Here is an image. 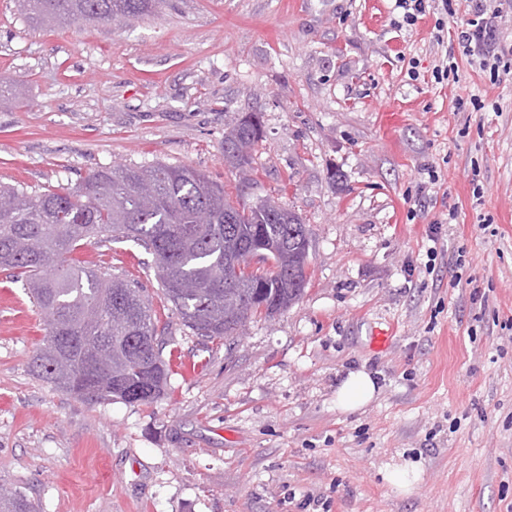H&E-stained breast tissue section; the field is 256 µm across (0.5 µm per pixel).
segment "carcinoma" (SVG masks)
Segmentation results:
<instances>
[{"label":"carcinoma","instance_id":"carcinoma-1","mask_svg":"<svg viewBox=\"0 0 512 512\" xmlns=\"http://www.w3.org/2000/svg\"><path fill=\"white\" fill-rule=\"evenodd\" d=\"M165 0H18L39 26L143 18ZM248 113L224 132V162L244 174L263 138ZM301 217L272 200L239 207L224 186L187 166L116 165L88 174L73 192L0 185V269L12 270L45 315L47 334L31 360L44 382L85 402L151 403L165 393L164 340L144 289L127 278L68 263L100 236L152 255L161 295L195 335L221 341L238 324L272 318L298 302L285 275L298 253ZM235 259L262 238L279 243L267 263L226 266L224 227ZM0 512H34L19 490L0 487Z\"/></svg>","mask_w":512,"mask_h":512}]
</instances>
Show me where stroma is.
<instances>
[{"mask_svg": "<svg viewBox=\"0 0 512 512\" xmlns=\"http://www.w3.org/2000/svg\"><path fill=\"white\" fill-rule=\"evenodd\" d=\"M401 17L394 0H170L48 28L0 0V183L185 165L243 206L294 210L309 236L302 299L218 344L164 308L141 248L75 253L153 304L171 376L150 404L36 377L45 318L0 271L1 486L36 512H512V73L464 55L466 0ZM446 60L458 71L436 82ZM250 112L264 138L242 186L224 130ZM357 370L377 394L341 410Z\"/></svg>", "mask_w": 512, "mask_h": 512, "instance_id": "35a3bbf8", "label": "stroma"}]
</instances>
